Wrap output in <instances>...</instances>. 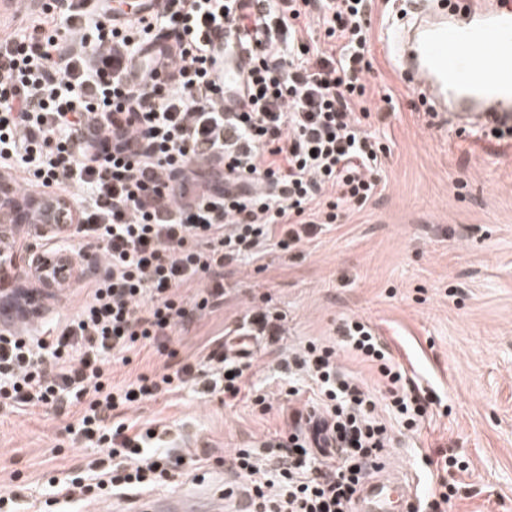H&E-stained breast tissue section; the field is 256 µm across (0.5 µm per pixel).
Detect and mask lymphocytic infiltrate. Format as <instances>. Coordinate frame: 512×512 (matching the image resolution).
Here are the masks:
<instances>
[{"mask_svg": "<svg viewBox=\"0 0 512 512\" xmlns=\"http://www.w3.org/2000/svg\"><path fill=\"white\" fill-rule=\"evenodd\" d=\"M326 47L311 51L314 28ZM245 48L243 109L224 108L212 33ZM372 0H161L121 25L88 0H57L39 23L0 36V167L60 194L81 192L73 234L96 243L103 272L78 311L41 336L0 329V400L13 409L75 405L101 451L78 475L53 480L64 502L144 491L168 477L155 428L113 410L184 384L190 366L113 389L112 363L166 347L176 330L224 297V267L287 252L338 209L363 207L381 185L369 116ZM154 48L151 65L138 56ZM195 289L185 301L182 289ZM344 350L376 368L394 410L426 412L372 329L345 321ZM320 401L291 415L276 441L274 478L238 450L252 512H353L390 437L376 400L340 371L336 351L309 342L292 359Z\"/></svg>", "mask_w": 512, "mask_h": 512, "instance_id": "1", "label": "lymphocytic infiltrate"}]
</instances>
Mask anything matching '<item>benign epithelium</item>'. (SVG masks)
I'll list each match as a JSON object with an SVG mask.
<instances>
[{"instance_id":"benign-epithelium-1","label":"benign epithelium","mask_w":512,"mask_h":512,"mask_svg":"<svg viewBox=\"0 0 512 512\" xmlns=\"http://www.w3.org/2000/svg\"><path fill=\"white\" fill-rule=\"evenodd\" d=\"M79 218V208L69 197L37 190L19 193L13 176L0 170V224H26L34 234L58 241L55 248L36 251L26 261L0 248V312L32 318L79 274L65 235Z\"/></svg>"}]
</instances>
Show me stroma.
<instances>
[{"mask_svg":"<svg viewBox=\"0 0 512 512\" xmlns=\"http://www.w3.org/2000/svg\"><path fill=\"white\" fill-rule=\"evenodd\" d=\"M399 9L398 0H375L366 75L367 129L382 150L381 194L342 211L291 254L271 247L261 260L227 265L219 306L177 331L166 351L136 350L129 364L113 363L117 388L167 365L193 370L175 391L122 410L137 427L164 429L173 450L172 475L154 494L245 487L231 469L241 448L273 472L268 440L287 433L292 409L317 398L306 373L283 368L308 341L337 348L338 365L377 391L374 371L339 348V326L355 319L375 330L426 403L414 431L378 404L392 437L382 467L421 499L440 482H458L447 512H512V132L473 138L420 106L383 45ZM386 94L393 106L384 104ZM88 279L84 273L71 282L70 299L45 301L32 327L71 318ZM262 307L284 314V332L274 343L254 337L245 391L231 403L204 391L217 339ZM292 388L297 396H289ZM258 395L264 403H255ZM76 418L73 406L14 412L0 403V497L13 498L17 512H135V496L54 501L49 479L99 456L77 434ZM203 450L210 461L191 468V456ZM446 455L456 468L443 470Z\"/></svg>","mask_w":512,"mask_h":512,"instance_id":"35a3bbf8","label":"stroma"}]
</instances>
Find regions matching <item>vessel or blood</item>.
I'll return each instance as SVG.
<instances>
[{
  "instance_id": "vessel-or-blood-1",
  "label": "vessel or blood",
  "mask_w": 512,
  "mask_h": 512,
  "mask_svg": "<svg viewBox=\"0 0 512 512\" xmlns=\"http://www.w3.org/2000/svg\"><path fill=\"white\" fill-rule=\"evenodd\" d=\"M455 11L447 0H406L401 17L389 21L384 44L394 63L430 112L464 120L466 132L486 125H512V0H464ZM225 35L212 38L220 55L214 65L226 89L225 109L244 105L239 92L245 56L224 52ZM363 501L371 512H410L412 494L404 480L369 482ZM231 493L148 497L137 512H239Z\"/></svg>"
}]
</instances>
